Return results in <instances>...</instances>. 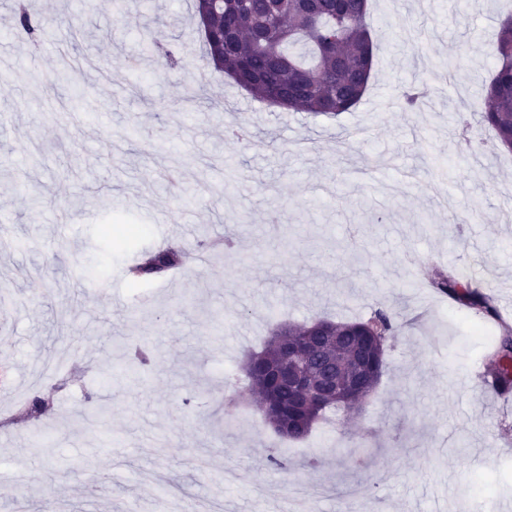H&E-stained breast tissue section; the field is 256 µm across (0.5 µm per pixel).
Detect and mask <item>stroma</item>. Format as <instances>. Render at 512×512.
Here are the masks:
<instances>
[{
	"mask_svg": "<svg viewBox=\"0 0 512 512\" xmlns=\"http://www.w3.org/2000/svg\"><path fill=\"white\" fill-rule=\"evenodd\" d=\"M0 0V512H512V397L474 313L409 253L493 273L512 320V152L464 146L505 0H369L383 40L355 110L328 119L254 100L202 56L192 0H33V45ZM166 20L167 64L145 49ZM431 96L408 111L410 83ZM139 234L108 249L101 224ZM231 249L199 263L204 237ZM180 249L142 288L128 266ZM398 312L359 415L277 436L241 371L283 323ZM153 353L120 377L124 353ZM51 397L53 444L26 399ZM107 405L90 431L70 415ZM288 460L274 466L270 453Z\"/></svg>",
	"mask_w": 512,
	"mask_h": 512,
	"instance_id": "1",
	"label": "stroma"
}]
</instances>
